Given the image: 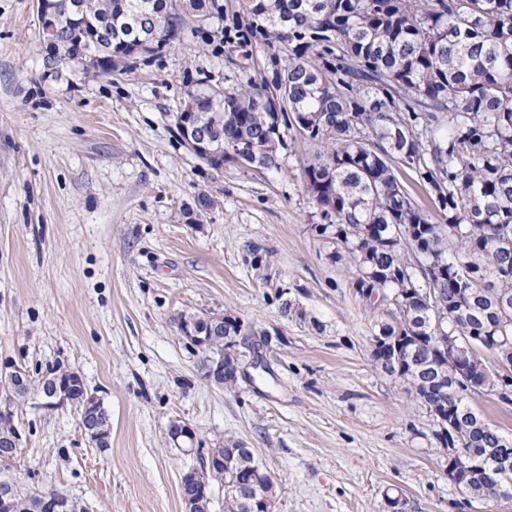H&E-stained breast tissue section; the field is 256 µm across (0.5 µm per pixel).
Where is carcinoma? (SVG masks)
I'll use <instances>...</instances> for the list:
<instances>
[{
  "instance_id": "cac0c4a2",
  "label": "carcinoma",
  "mask_w": 512,
  "mask_h": 512,
  "mask_svg": "<svg viewBox=\"0 0 512 512\" xmlns=\"http://www.w3.org/2000/svg\"><path fill=\"white\" fill-rule=\"evenodd\" d=\"M59 60L88 72H125L156 56L187 24L203 42L221 34L234 77L218 91L204 76L180 113L206 132L205 163L280 168L287 143L317 147L304 184L326 226L352 254L358 288L390 304L378 335L410 337L413 367L371 352L423 407L479 412L464 392L436 394L425 382L445 366L432 309L444 332L472 340L512 320V0H56ZM220 32L213 31L214 25ZM429 194L418 207L397 169ZM409 225L417 253L396 239ZM480 463L506 438L465 421L457 429ZM260 512H276L262 475ZM14 512H35L39 495L14 489Z\"/></svg>"
}]
</instances>
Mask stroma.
<instances>
[{
    "label": "stroma",
    "mask_w": 512,
    "mask_h": 512,
    "mask_svg": "<svg viewBox=\"0 0 512 512\" xmlns=\"http://www.w3.org/2000/svg\"><path fill=\"white\" fill-rule=\"evenodd\" d=\"M46 54L36 0H0V368L77 373L110 436L96 447L73 407L27 396L0 477L80 512H184L200 458L170 439L177 420L204 449H252L277 512H512L464 501L431 417L373 363L378 314L304 188L314 147L214 169L175 137L185 91L223 79V55L188 33L124 74L50 70ZM209 313L249 327L262 363L231 388L179 334L180 315Z\"/></svg>",
    "instance_id": "obj_1"
}]
</instances>
